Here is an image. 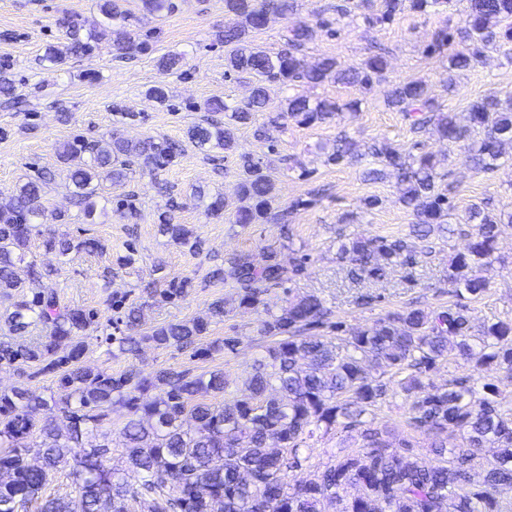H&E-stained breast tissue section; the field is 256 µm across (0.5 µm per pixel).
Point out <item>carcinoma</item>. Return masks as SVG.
<instances>
[{
    "label": "carcinoma",
    "instance_id": "1",
    "mask_svg": "<svg viewBox=\"0 0 512 512\" xmlns=\"http://www.w3.org/2000/svg\"><path fill=\"white\" fill-rule=\"evenodd\" d=\"M294 0H224L234 22L224 27V75L247 76L250 96L235 106L222 99L207 103L206 111L224 114L188 127V140L200 151L235 147V130L251 122L270 100L275 87L319 86L333 82L372 90L385 79L387 52H369L357 66L344 67L333 57L307 65L303 49L313 27L296 22L284 46L269 53L254 43L271 16L292 13ZM431 0H344L334 6L337 20L359 14L374 29L394 21L404 10L424 13ZM101 14L121 22L117 49L148 54L154 36L129 28L130 15L119 0H101ZM68 42L49 47L44 60L60 67L71 59H92L100 53L96 36L80 34L69 21ZM450 45L448 71L466 70L494 50L512 59V0H467L463 26L456 34L435 33L427 53H442ZM389 107L404 113L416 130L432 129L440 138L459 145L473 169L490 171L512 149V97L484 96L465 110L443 112L435 105L424 81L393 85ZM361 101L342 105L304 95L288 98V117L301 125L322 124L338 112H353ZM180 145L166 139H129L118 132L87 141L73 138L58 147L69 169L72 193L93 219L101 186L121 188L136 168H164L174 162ZM370 154L380 167L369 175L396 180L399 200L412 210L415 224L409 234L392 238L358 235L341 243L340 256L349 263L348 277L356 283L383 282L393 269L414 266L428 254V240L447 234L452 208L433 156H405L384 143ZM358 157L348 137L336 139L326 162L341 164ZM46 177L39 174L22 183L0 202V366L13 368L23 381L0 392V512H509L502 495L512 490V395L492 383L481 389L473 374L453 376L437 385L430 373L459 356L475 371L503 370L512 376V316L497 317L475 326L470 302L490 290V270L501 225L497 215L472 208L466 221L474 225L467 250L449 259L448 287L454 300L437 309L406 306L388 309L363 326L332 320L333 312L315 293L287 298L269 307L264 295L296 281L308 258L284 264L281 252L271 250L255 263L241 252L224 259L209 272L210 279L231 283L238 306L256 312L255 340L264 355L256 360L245 392L222 404L205 399L224 394V374L193 375L188 370L162 367L150 376L135 367L120 374L82 364L86 333L98 325L99 313L64 303L46 280L52 271L29 255L31 238L46 253L68 255L93 251L101 244L76 240L68 232L42 226L47 220L68 224L62 211L45 205ZM238 196L243 205L234 221L242 227L267 224L275 211V187L264 158L243 156ZM206 214L219 218L224 200L199 192ZM160 232L171 241L196 251L200 241L184 224L159 215ZM25 268L20 276L19 268ZM194 287L188 276L172 278L160 291L167 302ZM230 313L218 298L204 317L152 328L140 336L106 337L122 354L138 352L144 342L187 348L210 332L211 324ZM43 334L24 338L31 326ZM324 331L313 336V331ZM237 336L213 340L205 349L235 354ZM51 374L57 383L54 405L60 419H38L45 398L27 387L30 369ZM154 391V399L140 402ZM403 394L407 425L412 433L399 437L386 427H374L365 417ZM128 411L120 432V463H112V447L89 438L111 421L112 407ZM355 430V448L313 467L299 482L288 472L303 468L306 440L330 435L338 427ZM462 436L457 448L448 436ZM422 446L426 452L415 451ZM496 449L493 457L483 449ZM133 473L137 482L128 481ZM63 474L71 480L79 508L67 497L48 491L51 480ZM355 494L347 495L348 489Z\"/></svg>",
    "mask_w": 512,
    "mask_h": 512
}]
</instances>
